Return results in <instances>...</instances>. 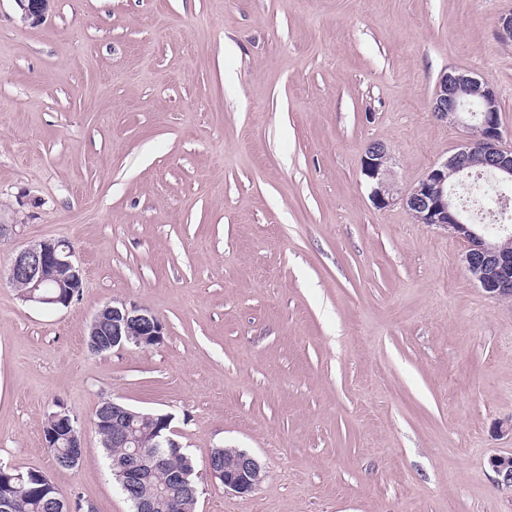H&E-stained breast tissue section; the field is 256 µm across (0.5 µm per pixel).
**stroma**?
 Here are the masks:
<instances>
[{"label": "stroma", "instance_id": "1", "mask_svg": "<svg viewBox=\"0 0 512 512\" xmlns=\"http://www.w3.org/2000/svg\"><path fill=\"white\" fill-rule=\"evenodd\" d=\"M0 0V466L71 503L131 512L92 418L106 398L168 414L198 473L195 512H512V301L462 240L373 206L367 145L398 188L458 151L431 112L441 72L488 76L512 144V0ZM75 248L69 307L23 302L13 254ZM161 344L89 350L110 301ZM82 428L58 468L48 412ZM256 456L251 494L208 472ZM47 0H14L21 11V19L29 25L42 24L48 15L49 5ZM59 409H57L54 413V410L49 412L46 418V422L44 425V429L48 430L49 428H54L56 425L55 419L58 424L61 426L58 428L61 432H65L64 435H60L57 432H55L53 429L48 430L44 432V439L47 445V448L54 449V448H61L58 445V441L56 440L57 437L59 438H65L66 441L63 448H68L69 455L71 458L79 460L74 465L70 464L69 460H67L64 457L61 456H53L55 463L65 469H70L71 466L78 468L81 463L83 462V459H81L84 456V446L82 442V437L80 430L77 426V422L74 418H72L68 411H66L63 407L57 406ZM52 413H54L55 419L52 418ZM81 459V460H80ZM236 448H215L210 456L219 470H224V489L235 494L246 495L253 492L265 478V471L259 460L250 453L241 450L235 465Z\"/></svg>", "mask_w": 512, "mask_h": 512}]
</instances>
